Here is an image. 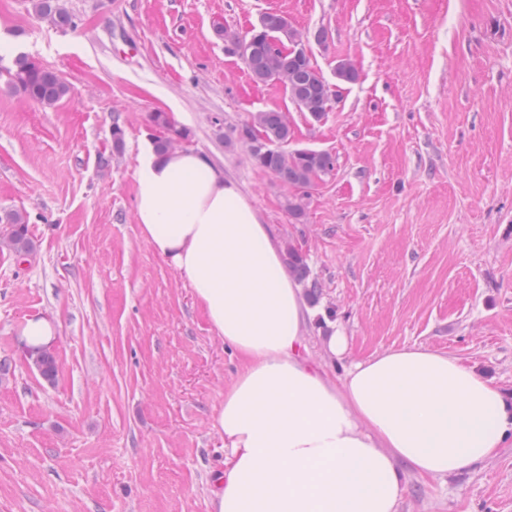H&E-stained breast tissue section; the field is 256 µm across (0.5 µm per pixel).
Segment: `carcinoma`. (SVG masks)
I'll return each mask as SVG.
<instances>
[{
  "instance_id": "obj_1",
  "label": "carcinoma",
  "mask_w": 512,
  "mask_h": 512,
  "mask_svg": "<svg viewBox=\"0 0 512 512\" xmlns=\"http://www.w3.org/2000/svg\"><path fill=\"white\" fill-rule=\"evenodd\" d=\"M33 11L59 30H68L75 25L73 15L64 5V0H30ZM293 43L298 35L277 13L264 15L259 28L242 39L231 36L236 44L246 45L245 64L252 77L261 82L278 81L288 92L292 102L301 111L319 121L328 112L330 94L323 87L324 78L314 68L309 57L302 52H275L269 47L271 38ZM14 68L6 70L8 81L24 92L29 98L46 106H52L71 94V86L56 72L36 65L24 55L13 60ZM336 78L353 83L358 79L354 65L341 60L336 65ZM153 126L158 134L153 139L155 150L163 155L176 148L175 141L168 135L172 122L165 112L152 116ZM254 164L273 174L283 183L294 188L295 194L288 199V213L296 224L304 223L306 217V193L316 181L329 175L335 168V158L326 151L296 149L286 151L283 144L290 138L288 120L284 113L276 110L260 112L251 122L241 128ZM0 223L7 225L0 236V244L17 258L22 259L31 250L26 217L18 211L0 216ZM288 270L306 284L311 300L318 299L321 285L309 279V270L304 256L294 247L287 251ZM29 361L47 381L56 377L57 362L52 353L37 350L29 354Z\"/></svg>"
}]
</instances>
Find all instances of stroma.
I'll list each match as a JSON object with an SVG mask.
<instances>
[{
	"instance_id": "35a3bbf8",
	"label": "stroma",
	"mask_w": 512,
	"mask_h": 512,
	"mask_svg": "<svg viewBox=\"0 0 512 512\" xmlns=\"http://www.w3.org/2000/svg\"><path fill=\"white\" fill-rule=\"evenodd\" d=\"M65 4L76 25L61 31L29 0H0V43L73 87L45 106L0 78V213L25 214L32 242L24 261L0 253V512H210L214 416L242 362L139 234L135 171L156 112L302 252L321 285L313 358L330 328L349 338L333 376L422 346L512 394V0ZM266 12L336 87L321 121L228 52L225 35ZM342 59L356 82H337ZM272 109L288 150L336 158L301 224L291 188L239 138ZM34 316L57 328L50 382L23 352ZM404 482L399 512H512V446Z\"/></svg>"
}]
</instances>
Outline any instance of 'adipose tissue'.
Instances as JSON below:
<instances>
[{
    "label": "adipose tissue",
    "instance_id": "adipose-tissue-1",
    "mask_svg": "<svg viewBox=\"0 0 512 512\" xmlns=\"http://www.w3.org/2000/svg\"><path fill=\"white\" fill-rule=\"evenodd\" d=\"M135 179L141 237L243 360L215 417L210 512H397L404 471L449 475L512 441V395L455 356L388 350L333 379L347 336L310 357L313 311L270 225L201 153L145 144Z\"/></svg>",
    "mask_w": 512,
    "mask_h": 512
}]
</instances>
